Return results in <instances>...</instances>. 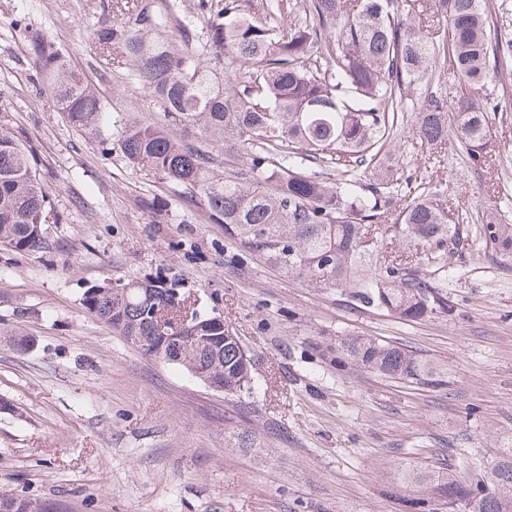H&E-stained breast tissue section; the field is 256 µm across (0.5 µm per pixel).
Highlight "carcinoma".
Segmentation results:
<instances>
[{"instance_id":"1","label":"carcinoma","mask_w":512,"mask_h":512,"mask_svg":"<svg viewBox=\"0 0 512 512\" xmlns=\"http://www.w3.org/2000/svg\"><path fill=\"white\" fill-rule=\"evenodd\" d=\"M428 2L431 17L445 22L432 32L416 24L417 0H303L299 12L285 0H267L253 13L239 0L222 7L200 0L206 38L194 47L193 20L183 24L181 41L161 38L158 18L138 0H116L117 11L135 12L134 26L97 30L99 45L133 66L164 118L120 127L122 157L181 187L184 201L224 225V236L245 258L404 321L452 315L455 302L443 279L430 280L419 267L445 271L468 227L449 215L443 190L398 184L386 160L404 124V91L428 84L443 55L460 93L450 102L420 97L416 136L438 146L451 129L471 166L483 167L494 110L489 86L512 58V34L494 23L488 0ZM29 53L59 110L96 135L106 108L94 88L57 46L34 36ZM226 55L238 66L224 80L201 60L219 63ZM222 157L238 168H227L224 182L215 183L208 172ZM51 213L31 154L0 126V246L41 248ZM389 217L408 246L422 249L417 266L373 261L369 228ZM477 232L495 256L512 257V224L491 216ZM171 303V291L154 280L127 292L97 288L85 295L88 309L115 334L162 363L164 354L140 337H224L216 352L184 343L175 366L223 382L227 397L253 394L246 351L224 320L203 314L191 330ZM336 358L417 386L448 384L447 366L361 336L337 340ZM459 459L461 475L451 463L437 476L408 466L400 480L425 494L422 502L433 504V512H469L471 503L478 512H512V436L489 459L470 452ZM0 512H56V506L1 493Z\"/></svg>"}]
</instances>
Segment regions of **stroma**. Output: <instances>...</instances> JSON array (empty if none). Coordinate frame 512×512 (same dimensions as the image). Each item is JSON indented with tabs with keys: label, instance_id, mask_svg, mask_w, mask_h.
Listing matches in <instances>:
<instances>
[{
	"label": "stroma",
	"instance_id": "1",
	"mask_svg": "<svg viewBox=\"0 0 512 512\" xmlns=\"http://www.w3.org/2000/svg\"><path fill=\"white\" fill-rule=\"evenodd\" d=\"M113 0H0V125L32 150L54 214L45 245L0 246V488L68 512H410L396 470L438 473L459 448L492 455L512 435V260L469 237L448 266L452 318L406 322L245 260L173 185L130 167L113 121L159 120L129 65L92 31L127 23ZM41 34L99 90L101 137L71 125L27 51ZM488 162L421 145L403 127L395 175L446 187L470 226L512 224V67L495 87ZM157 279L223 319L247 351L256 390L224 397L116 335L87 290ZM364 336L447 364L449 383L417 387L337 362L338 338ZM256 447L238 448L233 429Z\"/></svg>",
	"mask_w": 512,
	"mask_h": 512
}]
</instances>
